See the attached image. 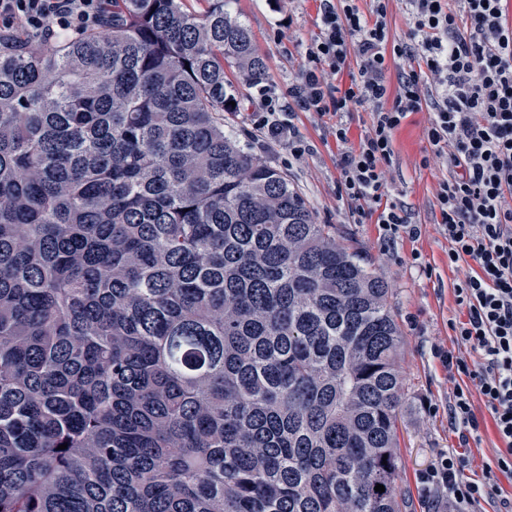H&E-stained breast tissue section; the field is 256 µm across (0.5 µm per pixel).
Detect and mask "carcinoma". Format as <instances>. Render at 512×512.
I'll return each mask as SVG.
<instances>
[{
  "label": "carcinoma",
  "instance_id": "1",
  "mask_svg": "<svg viewBox=\"0 0 512 512\" xmlns=\"http://www.w3.org/2000/svg\"><path fill=\"white\" fill-rule=\"evenodd\" d=\"M206 2L0 43V512L409 507L389 288L224 132L266 65Z\"/></svg>",
  "mask_w": 512,
  "mask_h": 512
}]
</instances>
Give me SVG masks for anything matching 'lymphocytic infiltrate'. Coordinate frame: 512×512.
Instances as JSON below:
<instances>
[{
	"mask_svg": "<svg viewBox=\"0 0 512 512\" xmlns=\"http://www.w3.org/2000/svg\"><path fill=\"white\" fill-rule=\"evenodd\" d=\"M318 0V33L305 52L298 84L290 94L305 112L334 117L336 167L341 197L353 223L375 216L386 236L421 235L388 190L386 169L393 134L408 114L430 104L424 137L431 159L442 160L448 176L436 189L439 226L448 241V265L472 264L454 285L461 315L450 327L471 358L447 353L443 363L466 377L455 385L448 421L460 451L444 455L421 479L423 495L444 489L449 512H480L496 503L512 512L500 477L512 478V0H405L408 40L391 43L387 0ZM110 0H0V35L15 46L49 41L70 32L103 30ZM404 67L397 84L388 79L389 58ZM356 64L347 86L338 76ZM348 71V70H347ZM434 95L425 98L424 88ZM371 112L358 145L349 143L343 117L354 109ZM484 406L502 443L481 478L465 477L464 448L481 441Z\"/></svg>",
	"mask_w": 512,
	"mask_h": 512,
	"instance_id": "obj_1",
	"label": "lymphocytic infiltrate"
}]
</instances>
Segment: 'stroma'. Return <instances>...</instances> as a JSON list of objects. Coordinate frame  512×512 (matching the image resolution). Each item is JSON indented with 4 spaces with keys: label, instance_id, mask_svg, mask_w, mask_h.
Here are the masks:
<instances>
[{
    "label": "stroma",
    "instance_id": "obj_1",
    "mask_svg": "<svg viewBox=\"0 0 512 512\" xmlns=\"http://www.w3.org/2000/svg\"><path fill=\"white\" fill-rule=\"evenodd\" d=\"M232 9L253 33L266 64V85L274 97H287L299 79L305 49L318 32L314 0H233ZM227 75L241 102L237 111L225 113V128L283 171L318 223L335 225L337 239L390 288L389 301L404 336L400 367L406 387L398 416L401 493L410 501L411 512H436L434 498H421L417 485L419 476L436 467L443 454L459 448L448 423L454 382L438 354L459 350L449 322L461 314L453 286L466 270L449 268L448 242L437 226L435 187L447 169L421 165L431 108L426 105L409 114L393 136L387 171L390 193L405 206L411 223L421 226L422 234L416 240L404 235L390 243L380 225L370 220L354 224L348 217L340 197L336 142L327 130L329 118L294 112L292 123L307 147L304 155L295 156L287 138L268 140L254 128L253 114L261 107L255 84L235 69Z\"/></svg>",
    "mask_w": 512,
    "mask_h": 512
}]
</instances>
